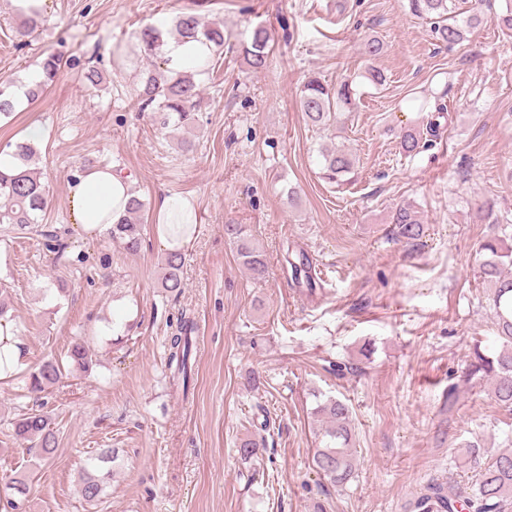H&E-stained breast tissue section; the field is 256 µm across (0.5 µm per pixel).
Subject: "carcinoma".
<instances>
[{"instance_id": "obj_1", "label": "carcinoma", "mask_w": 512, "mask_h": 512, "mask_svg": "<svg viewBox=\"0 0 512 512\" xmlns=\"http://www.w3.org/2000/svg\"><path fill=\"white\" fill-rule=\"evenodd\" d=\"M453 0H409L411 13L429 21L436 38L450 46L457 45L466 38L470 30L482 25L485 14L475 5L465 17H458L449 3ZM45 23V15L36 13L22 16L15 27L18 47L28 45V39L40 31ZM175 32L176 39L199 41L210 47L211 53L204 59L203 67L197 71L176 70L170 67V59L163 53L164 37ZM139 41L147 60L142 73L140 87L136 92L138 111L150 113L159 121L162 128L170 125L190 127L199 107L202 90L200 75L210 76L222 65L224 52V25L203 22L192 13H183L172 21V28L159 24H148L141 29ZM240 56L249 68L258 71L266 69L271 60L270 33L266 26L254 27L249 41L240 48ZM76 60H65L62 56L50 54L40 63L44 78L28 91V101L38 100L51 86L61 68L75 66ZM301 111L314 127L324 128L340 120L342 113L355 104L352 80L345 78L334 85L326 84L317 78L309 79L302 87L299 98ZM16 111L11 85L0 84V118H8ZM423 129L418 126L405 128L400 136V149L412 155L425 145ZM13 155L19 164L11 172L0 171V232L15 234H37L47 239L49 252L55 251L48 240L55 235L42 230L41 217L48 204L46 184L41 181L37 167L39 149L28 142L14 144ZM357 168L356 156L348 150L323 148L320 150V170L322 178L338 186L352 181ZM145 204L134 197L125 217L112 225V239L124 244L129 252L138 250L141 242L142 212ZM483 220L495 225L492 235L483 241L480 252L481 277L486 284L488 299L495 315V326L500 348L492 356L473 349L469 376L481 375L494 381V395L498 403L512 408V235L501 227L502 219L495 214L490 203L480 207ZM390 223L395 225L396 235L407 240H416L423 234V222L419 212L411 206L397 208ZM224 236L236 244L237 254L242 264L256 278L266 272V262L261 251L252 242V234L246 224L224 225ZM185 254L179 251L165 253L162 260L161 287L172 295H178L183 288L182 273ZM292 278L306 286L315 288V279L307 257L296 261L288 260ZM194 319L181 310L176 319L175 330L168 339L167 368L173 384L182 386V395L188 396L192 380V355L195 347ZM93 364L87 342L74 339L65 357L50 356L38 365L22 373L29 392L41 397L57 385L61 379L74 370L88 371ZM313 414L324 425L321 443L312 456L313 470L320 479L337 486L350 482L356 473V464L350 451L351 411L349 406L335 398L328 397L317 403ZM13 433L19 438L35 444L41 459L53 457L56 451V431L51 415L43 409H32L23 413L13 423ZM114 461L110 448H98L85 469L79 492L87 502L100 500L103 479L96 472ZM30 489V479L19 474L5 485L4 496L0 498L3 512H16ZM480 502V512H512V448H504L493 458L481 473L476 498L462 499L455 486L450 483L427 484L412 503L413 512H454L456 509H471L474 501Z\"/></svg>"}]
</instances>
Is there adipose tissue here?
<instances>
[{
    "label": "adipose tissue",
    "instance_id": "1",
    "mask_svg": "<svg viewBox=\"0 0 512 512\" xmlns=\"http://www.w3.org/2000/svg\"><path fill=\"white\" fill-rule=\"evenodd\" d=\"M133 196L130 180L105 165L75 174L69 185V213L75 228L96 235L116 223ZM154 234L166 250L187 251L200 218L187 199L166 195L156 208Z\"/></svg>",
    "mask_w": 512,
    "mask_h": 512
}]
</instances>
